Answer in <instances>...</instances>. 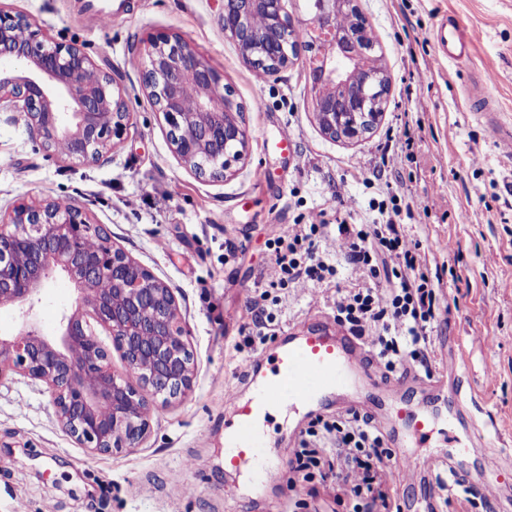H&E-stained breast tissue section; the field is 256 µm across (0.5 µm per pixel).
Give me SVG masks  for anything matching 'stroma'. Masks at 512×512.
<instances>
[{
    "label": "stroma",
    "mask_w": 512,
    "mask_h": 512,
    "mask_svg": "<svg viewBox=\"0 0 512 512\" xmlns=\"http://www.w3.org/2000/svg\"><path fill=\"white\" fill-rule=\"evenodd\" d=\"M85 0H0L39 19L50 35L82 46L122 78L131 124L112 152L91 163L44 155L17 113L0 112V206L29 197L64 200L105 225L112 242L160 277L176 297L190 332L193 387L157 405L147 439L129 452L90 455L59 428L43 387L15 374L0 382V512H337L333 497L311 484L289 487L287 442L293 420L272 414L267 464L277 485L224 465L225 392L250 395L237 351L244 337L266 344L307 321L335 324L337 289L355 272L339 265L330 282L280 292L274 322H263L254 300L266 289L272 263L267 241L310 218L370 224L379 202L410 204L402 233L420 242L443 308L432 325L431 367L440 374L455 349L458 376L446 379L472 399L483 446L460 439L456 421L414 449L422 474L455 456L461 484L428 495L423 483L397 489L416 512H512V153L471 111L468 89L492 74L487 94L501 134L512 136V0H357L389 77L385 113L373 133L347 142L323 135L315 120L302 64L261 75L225 38L223 0H123L100 28ZM463 22L472 40L465 56L438 59L433 34L442 20ZM184 37L224 76L244 114L249 141L224 182H205L180 164L161 114L141 89L139 40L147 32ZM294 140L282 153L281 134ZM415 141L402 153L406 138ZM450 242L447 250L435 249ZM77 292L64 277L45 288L36 308L44 334H54ZM508 468L496 500L474 489L484 480V451ZM54 487L45 502L43 487Z\"/></svg>",
    "instance_id": "1"
}]
</instances>
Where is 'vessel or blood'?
<instances>
[{"label":"vessel or blood","mask_w":512,"mask_h":512,"mask_svg":"<svg viewBox=\"0 0 512 512\" xmlns=\"http://www.w3.org/2000/svg\"><path fill=\"white\" fill-rule=\"evenodd\" d=\"M435 39L440 57L464 53L469 37L454 21H442ZM245 369L255 378V395L241 400L237 392L228 391L225 402L230 415L224 420V459L233 469L246 466L256 469L263 482L279 479L276 468L265 465V450L269 445L262 425L276 409H299L312 412L324 398L356 396L363 390L380 391L386 397L372 420L391 449L400 473V484L418 478V470L406 448L409 442H422L435 430L430 413H414L399 397L404 390L423 389L439 393L432 380L407 371L395 378L381 374L371 354L358 337L343 330L318 332L302 326L300 335L289 336L271 349L263 350L250 360ZM482 468L487 476L478 491L494 494L504 470L500 454L486 452Z\"/></svg>","instance_id":"1"}]
</instances>
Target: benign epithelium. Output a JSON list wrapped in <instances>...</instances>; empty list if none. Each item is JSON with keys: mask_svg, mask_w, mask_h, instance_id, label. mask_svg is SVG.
Instances as JSON below:
<instances>
[{"mask_svg": "<svg viewBox=\"0 0 512 512\" xmlns=\"http://www.w3.org/2000/svg\"><path fill=\"white\" fill-rule=\"evenodd\" d=\"M310 25L300 27L285 0H224L221 24L245 64L278 73L305 49L312 106L320 130L354 140L373 132L384 114V71H361L357 57L373 49L363 16L342 22L353 0H313ZM20 72H0V107L19 114L42 149L81 163L112 151L129 125L126 97L116 76L75 42L50 37L33 16L0 5V58ZM141 87L162 114L177 159L198 178L222 182L248 146L245 107L224 76L180 36L148 35ZM100 247L88 250L86 239ZM55 274L78 293L53 337L41 334L32 311L20 330L0 336V380L18 373L44 387L59 427L91 455L119 454L145 439L148 409L186 396L194 357L188 329L165 282L108 239L82 209L56 200L14 201L0 212V303H33ZM108 287L100 289L97 284ZM106 329L125 371H112L111 351L96 337Z\"/></svg>", "mask_w": 512, "mask_h": 512, "instance_id": "obj_1", "label": "benign epithelium"}]
</instances>
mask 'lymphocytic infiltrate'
I'll return each instance as SVG.
<instances>
[{
  "label": "lymphocytic infiltrate",
  "instance_id": "obj_1",
  "mask_svg": "<svg viewBox=\"0 0 512 512\" xmlns=\"http://www.w3.org/2000/svg\"><path fill=\"white\" fill-rule=\"evenodd\" d=\"M399 207L384 214L373 228L338 222L335 255L316 250L324 224L293 225L273 234L274 253L267 284L272 288H312L333 277V256L351 265L361 287L336 292V319L378 347L389 368L428 364L427 329L440 317L435 285L422 271L418 243L400 230ZM389 281L386 291L374 284ZM289 464L297 481H318L348 512H400L394 494L397 465L370 418H315Z\"/></svg>",
  "mask_w": 512,
  "mask_h": 512
}]
</instances>
